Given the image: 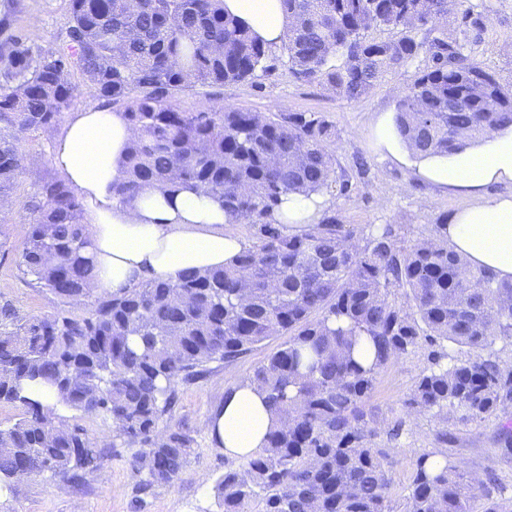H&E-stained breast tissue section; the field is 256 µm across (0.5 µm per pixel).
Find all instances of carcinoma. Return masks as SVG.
Here are the masks:
<instances>
[{
	"mask_svg": "<svg viewBox=\"0 0 512 512\" xmlns=\"http://www.w3.org/2000/svg\"><path fill=\"white\" fill-rule=\"evenodd\" d=\"M282 6L292 35L278 48L226 15L224 0H69L59 41H0V197H11L28 164L22 142L54 129L74 104L76 71L135 133L116 196L180 182L224 200L230 223L255 229L229 267L93 296L81 204L64 180H38L22 203L28 232L18 270L62 303L90 308L27 319L0 306V405L21 409L0 428L8 486L32 471L76 482L97 470L105 451L80 421L100 414L112 419L113 438L139 446L131 464L144 485L172 482L191 438L161 437L157 426L177 383L279 335L288 340L250 380L280 424L218 482L224 512H390L392 461L371 443L366 402L379 371L422 340L433 347L430 366L404 403L408 412L468 424L512 406V370L494 350L512 339V282L463 277L464 260L448 247V215L407 247L395 224L355 232L328 212L287 235L271 221L281 197L335 182L333 125L317 112H187L177 104L187 91L249 82L278 63L300 82L358 100L423 53L428 62L397 103L398 132L420 153H449L463 137L512 124V85L471 50L481 15L465 0ZM446 17L458 24L451 33ZM376 29L393 36L375 39ZM450 345L466 356L451 355ZM37 381L56 388L67 414L54 421L24 394ZM495 486L491 469L477 482L448 456L425 452L403 512H512V498L493 496Z\"/></svg>",
	"mask_w": 512,
	"mask_h": 512,
	"instance_id": "cac0c4a2",
	"label": "carcinoma"
}]
</instances>
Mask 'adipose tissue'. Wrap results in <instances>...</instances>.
<instances>
[{
  "label": "adipose tissue",
  "mask_w": 512,
  "mask_h": 512,
  "mask_svg": "<svg viewBox=\"0 0 512 512\" xmlns=\"http://www.w3.org/2000/svg\"><path fill=\"white\" fill-rule=\"evenodd\" d=\"M262 42L287 41L281 0H224ZM373 129L383 155L443 195L464 198L448 221V245L472 272L512 281V127L463 141L449 155L414 151L399 135L395 115L382 112ZM133 131L124 113L101 105L72 113L53 148V160L87 205L95 267L91 289L123 295L148 279L177 280L189 270L231 264L248 247L228 232L222 202L184 185H148L132 199L114 197ZM330 206L326 192L283 196L273 213L285 233L299 234ZM275 417L264 392L250 380L226 390L224 403L204 422L225 455L243 458L264 445Z\"/></svg>",
  "instance_id": "obj_1"
}]
</instances>
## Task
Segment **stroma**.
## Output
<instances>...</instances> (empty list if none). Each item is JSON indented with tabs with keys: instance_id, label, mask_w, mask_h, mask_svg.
<instances>
[{
	"instance_id": "1",
	"label": "stroma",
	"mask_w": 512,
	"mask_h": 512,
	"mask_svg": "<svg viewBox=\"0 0 512 512\" xmlns=\"http://www.w3.org/2000/svg\"><path fill=\"white\" fill-rule=\"evenodd\" d=\"M482 15L483 25L473 31V52L485 65L495 69L503 82L512 83V0H467ZM14 27L28 42L44 46L55 42L67 27L68 0H19L13 16ZM426 62L418 57L406 66L386 74L363 98L349 100L317 84L297 82L287 67L255 81L225 85L216 103L252 112H275L287 103L292 112H317L336 131L333 145L336 182L328 190L331 209L340 222L351 227L369 228L381 224L399 225L402 245H411L428 234L436 216L453 212L462 198L435 194L433 188L416 180L410 171L385 158L374 146L370 133L373 117L395 111L402 92L413 83ZM57 131L29 134L26 152L36 157L15 186L17 200H24L43 177H59L53 159ZM348 193H341V184ZM432 197L431 209L420 200ZM28 226L21 216L0 218V304L11 303L20 315L41 317L57 313L61 305L48 291L24 281L17 269ZM283 342L274 337L236 361L213 362L206 375L176 387V402L158 425L160 434L184 431L193 438L188 464L173 483L143 487L129 461L134 447L120 445L106 449L100 467L79 482H63L42 474L38 479L14 483L11 492L0 495V512H224L216 489L225 471L239 468L240 462L225 456L223 448L204 428L208 415L224 401V391L252 375L254 368ZM431 347L420 342L410 353L387 364L377 375L368 400L370 424L376 427L375 447L384 449L393 460L394 491L390 506L400 512L416 457L435 448L469 475L495 470L502 498L512 497V456L500 454L499 418L467 426L449 421L441 424L431 414L408 416L404 402L418 377L429 365ZM399 427L397 438H389L392 427Z\"/></svg>"
}]
</instances>
